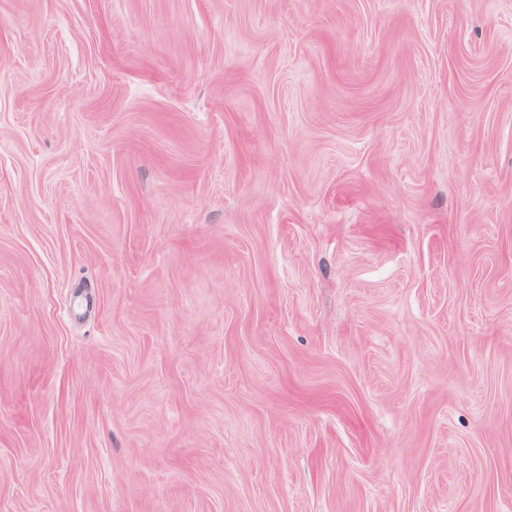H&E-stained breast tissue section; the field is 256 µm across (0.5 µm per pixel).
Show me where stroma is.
Here are the masks:
<instances>
[{"mask_svg": "<svg viewBox=\"0 0 512 512\" xmlns=\"http://www.w3.org/2000/svg\"><path fill=\"white\" fill-rule=\"evenodd\" d=\"M0 512H512V0H0Z\"/></svg>", "mask_w": 512, "mask_h": 512, "instance_id": "stroma-1", "label": "stroma"}]
</instances>
